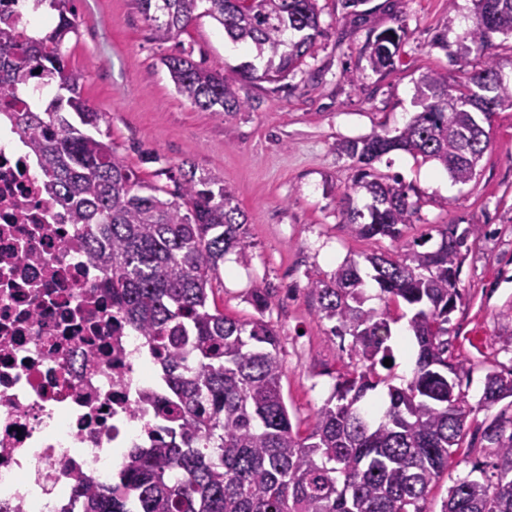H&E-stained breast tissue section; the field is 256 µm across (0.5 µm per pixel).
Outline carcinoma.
I'll return each mask as SVG.
<instances>
[{"instance_id": "obj_1", "label": "carcinoma", "mask_w": 512, "mask_h": 512, "mask_svg": "<svg viewBox=\"0 0 512 512\" xmlns=\"http://www.w3.org/2000/svg\"><path fill=\"white\" fill-rule=\"evenodd\" d=\"M52 11L44 36L17 34L0 24V96L32 83L56 82L47 108L11 113L14 127L39 158L45 188L89 227V257L105 275L123 317L156 354L164 384L151 399L162 425L149 448H134L112 484L75 495L81 512H428L436 478L462 447L469 417L512 397V372L486 374L477 406L458 391L460 363L448 347V322L460 299L462 248L471 229L447 225L431 251L404 257L367 254L384 308L364 307L359 263L346 260L316 279L321 318L331 333L351 337L358 369L341 375L302 438L293 431L281 380L283 360L274 326L262 315L272 288L257 283L251 321L224 316L210 304L224 255L250 247L244 213L213 177L178 168L175 190L138 180L101 129L103 115L81 97L83 75L70 69L64 45L77 34L73 0H36ZM209 7L199 12L202 3ZM471 41L512 35V0H474ZM162 42L179 39L206 14L236 43L265 60L251 79L276 81L297 68L320 35L315 0H135ZM399 44L385 30L369 62L390 69ZM177 91L216 117L240 111L238 79L206 68L181 52L162 60ZM40 73H35L36 69ZM492 61L456 87L439 73L421 76L426 104L394 136L376 132L343 141L355 164L345 194L351 233L397 243L419 209L396 177L373 163L393 150L433 161L458 184L470 182L488 149L484 124L512 106V85ZM370 202L359 208L355 197ZM405 304L417 343L413 376L394 385L377 371L393 357L390 304ZM386 387L385 411L374 422L363 400ZM481 439L495 458L496 480L468 474L448 488L441 512H512V414L484 422Z\"/></svg>"}]
</instances>
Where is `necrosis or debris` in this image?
Instances as JSON below:
<instances>
[{"mask_svg":"<svg viewBox=\"0 0 512 512\" xmlns=\"http://www.w3.org/2000/svg\"><path fill=\"white\" fill-rule=\"evenodd\" d=\"M144 338L119 313L0 110V512H62L156 425Z\"/></svg>","mask_w":512,"mask_h":512,"instance_id":"1","label":"necrosis or debris"}]
</instances>
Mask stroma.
Listing matches in <instances>:
<instances>
[{
	"label": "stroma",
	"instance_id": "1",
	"mask_svg": "<svg viewBox=\"0 0 512 512\" xmlns=\"http://www.w3.org/2000/svg\"><path fill=\"white\" fill-rule=\"evenodd\" d=\"M73 5L78 32L65 42L67 63L84 73L81 94L103 112L101 129L125 163L141 180L161 186L191 163L220 180L245 212L252 246L245 255H226L215 304L229 318L251 319L250 289L261 281L270 285L266 319L281 340L282 393L294 431L307 434L338 375L357 364L348 341L320 319L311 281L330 277L345 259L394 255L402 246L351 235L342 210L354 168L337 144L402 128L422 109L416 84L426 72L454 85L490 59L512 82V37L493 35L485 48L472 44V0H316L322 32L310 55L281 80L240 79L245 106L224 119L183 98L161 63L184 51L199 66L240 71L252 56L234 50L218 22L200 17L178 42H160L135 0ZM391 28L400 36L394 66L373 70L370 44ZM488 133L477 176L464 185L443 172L437 186H427L434 163L403 151L375 164L420 204L403 244L445 224L479 227L466 242L461 297L448 325L461 389L473 404L488 372L512 370V348L503 343L512 314V107L495 112ZM486 416L483 410L472 415L463 448L433 485L430 512H440L449 487L472 467L491 471L477 431Z\"/></svg>",
	"mask_w": 512,
	"mask_h": 512
}]
</instances>
